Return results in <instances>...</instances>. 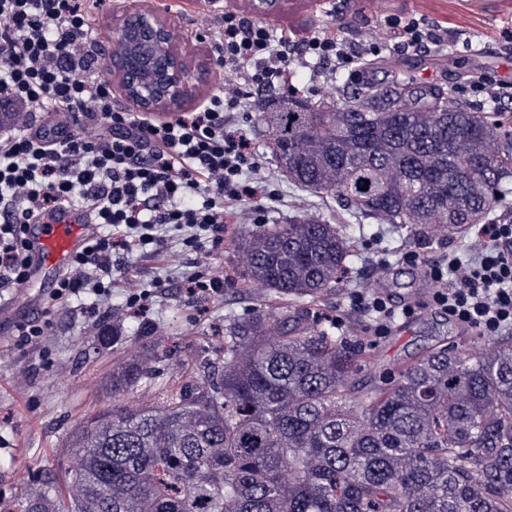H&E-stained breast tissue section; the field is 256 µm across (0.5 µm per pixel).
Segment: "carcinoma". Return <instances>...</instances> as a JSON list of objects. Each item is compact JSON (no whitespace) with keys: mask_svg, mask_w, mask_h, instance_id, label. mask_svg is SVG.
<instances>
[{"mask_svg":"<svg viewBox=\"0 0 512 512\" xmlns=\"http://www.w3.org/2000/svg\"><path fill=\"white\" fill-rule=\"evenodd\" d=\"M259 119L288 182L355 218L418 241L512 220V120L451 86L344 82ZM359 229L304 216L237 233L260 303L217 360L78 425L63 489L45 469L0 512H512V337L440 343L364 386L361 351L300 308L340 291ZM148 372L120 364L112 391Z\"/></svg>","mask_w":512,"mask_h":512,"instance_id":"obj_1","label":"carcinoma"}]
</instances>
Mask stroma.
Returning a JSON list of instances; mask_svg holds the SVG:
<instances>
[{
    "label": "stroma",
    "mask_w": 512,
    "mask_h": 512,
    "mask_svg": "<svg viewBox=\"0 0 512 512\" xmlns=\"http://www.w3.org/2000/svg\"><path fill=\"white\" fill-rule=\"evenodd\" d=\"M143 4L167 11L173 24L175 42L191 64L209 69L208 79L193 84L188 108H195L221 86L224 76L211 67V41L197 25V14L171 10L167 0H142ZM390 14L424 16L447 21L455 37L448 44L451 65H433L432 84H455L457 98L479 102L470 84L458 75L473 68L476 54L494 57L495 66L486 70L495 80L512 82V51L501 37L512 28V17H498L478 9L472 0H324L306 8L291 0L288 16H273L274 27L292 26L317 31L325 26L339 28L352 41L368 38ZM424 52L385 55V67L377 73L353 66L339 72L333 64H319L322 79L340 77L397 80L415 87L424 86ZM237 127L247 132L263 161L268 182L263 199L267 224H283L288 218L309 214L334 222L344 215L336 200L309 195L288 185L277 172L262 132L258 111L244 106L234 115ZM474 234L448 240L435 237L415 245L407 229L369 222L363 231L358 265L348 276L345 288L332 297L328 306L311 308V316L323 319L341 316L342 335L360 341L366 352L359 376L382 379L393 367L421 354L428 348L451 342L465 345L469 336L460 333L447 316L432 303L421 305L410 318H399L389 335L378 338L364 335L360 327L365 314L351 310L350 291L383 285L390 300L398 305L423 293L424 279L419 269L396 263L399 252L420 248L425 261H433L452 248L467 250L475 244ZM385 255L392 264L379 271L375 260ZM179 240H171L165 255H130L123 284L112 290L109 300L100 302L86 293L73 297L66 305L54 308L52 327L47 336L34 345H21L14 331V320L0 317V491L17 493L32 484L33 477L45 467H58L64 459L71 432L80 423L111 406H124L130 400L157 397L162 391L179 388L186 364L198 363L214 330L224 328L249 315L255 293L242 281L227 280L218 295L189 297L178 281H170L164 292L147 309L125 314L126 283L181 267L189 259ZM140 356L149 362L154 375L149 383L133 393L112 390V369L122 359Z\"/></svg>",
    "instance_id": "obj_1"
}]
</instances>
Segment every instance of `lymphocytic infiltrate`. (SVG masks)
Here are the masks:
<instances>
[{
  "label": "lymphocytic infiltrate",
  "instance_id": "lymphocytic-infiltrate-1",
  "mask_svg": "<svg viewBox=\"0 0 512 512\" xmlns=\"http://www.w3.org/2000/svg\"><path fill=\"white\" fill-rule=\"evenodd\" d=\"M101 0H0V288L29 280V224L65 207L85 209L92 230L53 300L83 290L106 297L131 253L162 255L177 231L194 255L180 271L188 293H220L224 279L203 276L245 200L265 191L262 163L242 129L232 128L244 89L284 96L297 69L335 61L345 69L382 52L430 51L448 29L424 17L390 15L374 39L353 44L340 30L301 35L236 10L210 26L213 65L223 85L192 112L156 120L112 102L99 71L93 21ZM480 247L425 262L415 249L402 264L422 269L434 307L482 336L512 333V222L476 227ZM352 310L374 315L383 336L395 310L373 288L349 296Z\"/></svg>",
  "mask_w": 512,
  "mask_h": 512
}]
</instances>
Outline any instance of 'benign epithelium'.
Returning a JSON list of instances; mask_svg holds the SVG:
<instances>
[{
    "label": "benign epithelium",
    "mask_w": 512,
    "mask_h": 512,
    "mask_svg": "<svg viewBox=\"0 0 512 512\" xmlns=\"http://www.w3.org/2000/svg\"><path fill=\"white\" fill-rule=\"evenodd\" d=\"M114 37L119 51L110 54L107 69L141 112L178 111L189 98L190 80L207 79L205 69L190 77L186 58L174 45L170 20L139 0L124 2Z\"/></svg>",
    "instance_id": "obj_1"
}]
</instances>
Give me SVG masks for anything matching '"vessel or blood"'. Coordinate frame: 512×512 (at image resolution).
Listing matches in <instances>:
<instances>
[{"label":"vessel or blood","mask_w":512,"mask_h":512,"mask_svg":"<svg viewBox=\"0 0 512 512\" xmlns=\"http://www.w3.org/2000/svg\"><path fill=\"white\" fill-rule=\"evenodd\" d=\"M88 223L83 209L68 207L30 225L31 279L40 280L46 274L55 275L67 268L70 259L85 244Z\"/></svg>","instance_id":"b4317fda"}]
</instances>
